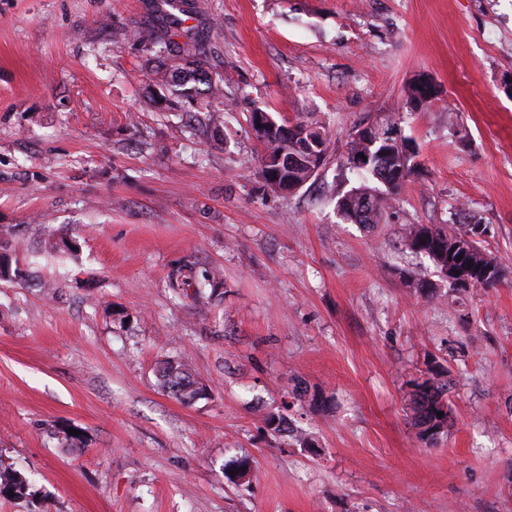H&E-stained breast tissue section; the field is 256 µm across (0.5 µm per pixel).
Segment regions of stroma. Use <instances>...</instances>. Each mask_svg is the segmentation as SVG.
Here are the masks:
<instances>
[{
    "label": "stroma",
    "instance_id": "35a3bbf8",
    "mask_svg": "<svg viewBox=\"0 0 512 512\" xmlns=\"http://www.w3.org/2000/svg\"><path fill=\"white\" fill-rule=\"evenodd\" d=\"M187 2L217 137L185 133L128 36L173 34L167 0H0V244L23 272L0 280V462L30 482L0 512H512V0ZM258 108L326 128L291 194L257 175ZM388 118L413 172L380 224L344 222L352 133ZM414 224L485 226L506 279L450 292ZM58 238L77 260L42 258ZM182 264L217 293L171 288ZM171 356L207 398L163 392ZM431 359L452 388L428 446L408 400Z\"/></svg>",
    "mask_w": 512,
    "mask_h": 512
}]
</instances>
